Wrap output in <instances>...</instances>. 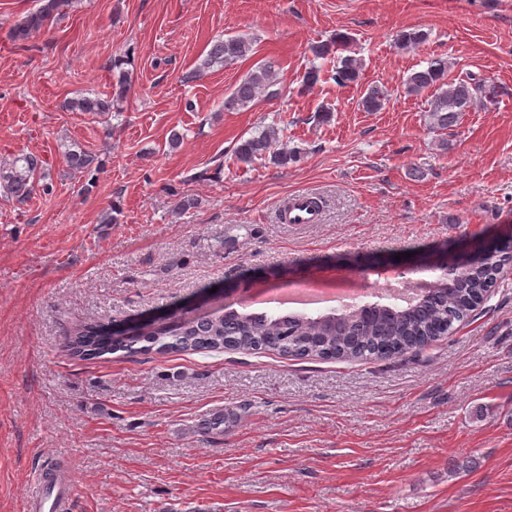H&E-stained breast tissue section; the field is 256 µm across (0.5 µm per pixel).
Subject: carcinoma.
Listing matches in <instances>:
<instances>
[{"mask_svg":"<svg viewBox=\"0 0 512 512\" xmlns=\"http://www.w3.org/2000/svg\"><path fill=\"white\" fill-rule=\"evenodd\" d=\"M72 0H40L37 10L15 28L19 41L47 27L68 13ZM427 39L422 30L400 32L395 44L414 47ZM253 41L243 36H229L215 42L201 68L230 64L252 55ZM361 61L352 55L336 56V81L348 85L360 78ZM448 61L435 58L424 68L412 72L405 81L407 93L430 94L426 125L443 132L458 125L463 113L479 104H487L497 96L495 84L474 74L447 82ZM276 72L269 63L258 64L240 81L224 100V109L250 107L260 97L278 95ZM383 93L371 88L361 98L368 112L382 109ZM71 112L106 114L112 111V99L83 96L67 101ZM279 139L278 128L270 125L257 135L238 139L233 154L237 162L249 165L266 154L273 162L285 165L291 155L274 151ZM69 166L89 172L95 157L85 151L66 153ZM41 169L36 156H22L3 165L0 181L6 193L23 201L34 190V176ZM485 253L467 264V270L450 287L433 283L431 297L418 303L376 302L352 310H332L321 314L288 311L227 312L222 308L206 315L179 316L152 323H129L121 327L111 320L83 322L72 326L65 335L71 356L90 361L119 351L133 354L156 349L161 353L189 351L273 352L283 356L319 358L322 360H391L409 353L417 354L430 343L450 336L469 321L488 300L500 269L512 260L509 246L481 243ZM230 413L218 412L202 420L199 429L206 435L224 432Z\"/></svg>","mask_w":512,"mask_h":512,"instance_id":"cac0c4a2","label":"carcinoma"}]
</instances>
